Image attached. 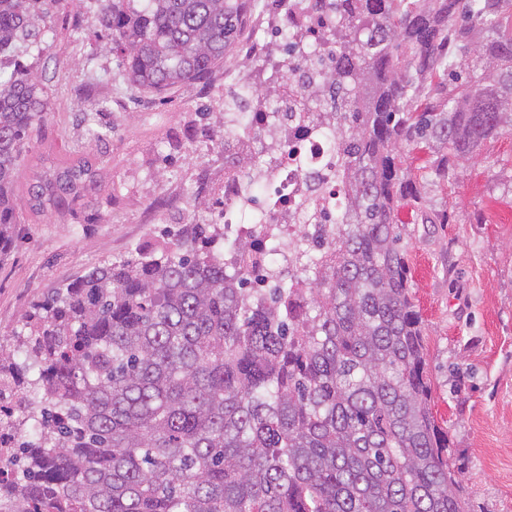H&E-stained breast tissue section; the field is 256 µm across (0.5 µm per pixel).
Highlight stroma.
<instances>
[{
    "label": "stroma",
    "mask_w": 512,
    "mask_h": 512,
    "mask_svg": "<svg viewBox=\"0 0 512 512\" xmlns=\"http://www.w3.org/2000/svg\"><path fill=\"white\" fill-rule=\"evenodd\" d=\"M96 4L65 0L44 52L22 59L46 90V118L18 157L17 243L0 259L8 350L42 292L162 243L195 199H214L224 185V154L201 133L223 112V89L208 94L198 83L162 100L130 86ZM96 102L106 133L94 140L86 111ZM82 156L92 165L85 189L40 209V177ZM406 162L421 200L402 201L396 221L425 324L432 413L465 469L471 512H512V133L449 178L444 153L414 151Z\"/></svg>",
    "instance_id": "obj_1"
}]
</instances>
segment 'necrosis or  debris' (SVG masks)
Returning <instances> with one entry per match:
<instances>
[{"label":"necrosis or debris","mask_w":512,"mask_h":512,"mask_svg":"<svg viewBox=\"0 0 512 512\" xmlns=\"http://www.w3.org/2000/svg\"><path fill=\"white\" fill-rule=\"evenodd\" d=\"M280 29L290 34L279 44L276 34L253 28L247 41L239 46L246 56H265L280 50L302 57L311 47L298 36L326 32L330 19L322 14L289 12L279 15ZM294 81L284 82L267 100L261 112H244L228 127L236 138L250 145V170L224 174V241L226 244L249 239L257 242L252 283L264 285L266 271L285 268L284 242L294 236L312 197L327 198L338 190L336 148L333 130L328 126L311 127L295 108ZM252 210L257 219L245 223L240 211Z\"/></svg>","instance_id":"1"}]
</instances>
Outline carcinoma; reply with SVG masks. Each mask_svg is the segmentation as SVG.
I'll list each match as a JSON object with an SVG mask.
<instances>
[{"instance_id": "cac0c4a2", "label": "carcinoma", "mask_w": 512, "mask_h": 512, "mask_svg": "<svg viewBox=\"0 0 512 512\" xmlns=\"http://www.w3.org/2000/svg\"><path fill=\"white\" fill-rule=\"evenodd\" d=\"M250 0H100L125 80L165 96L234 50ZM60 0H0V254L14 248L17 158L44 120L38 47ZM336 12L326 84L297 89L336 129L341 209L307 276L269 292L224 262L213 224L41 294L0 348V512H469L430 407L424 326L395 211L420 199L404 149L451 165L512 132V0H309ZM466 73L457 82L456 71ZM294 68L253 59L273 93ZM224 165L251 163L232 144ZM86 160L40 185L57 206Z\"/></svg>"}]
</instances>
